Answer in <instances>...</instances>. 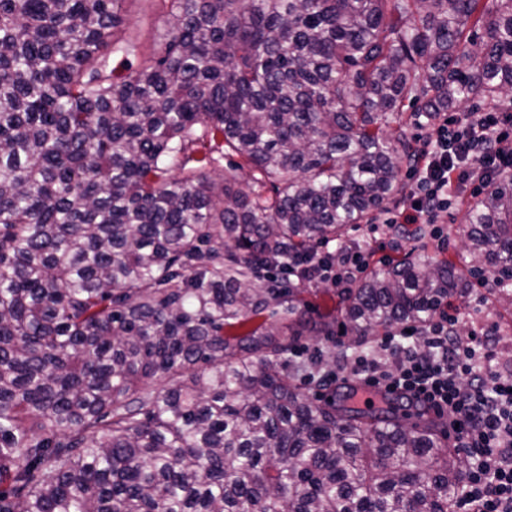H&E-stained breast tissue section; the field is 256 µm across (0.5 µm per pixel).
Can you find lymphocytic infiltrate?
Wrapping results in <instances>:
<instances>
[{
    "instance_id": "1",
    "label": "lymphocytic infiltrate",
    "mask_w": 512,
    "mask_h": 512,
    "mask_svg": "<svg viewBox=\"0 0 512 512\" xmlns=\"http://www.w3.org/2000/svg\"><path fill=\"white\" fill-rule=\"evenodd\" d=\"M506 170H512L511 112L438 113L416 136L407 162L408 205L385 222L401 235L408 225L429 224L433 237L445 242L435 221L454 193ZM366 265L361 254L326 250L311 254L296 272L307 282L344 288ZM456 323L455 316L441 313L420 333L419 345L395 349L394 371L361 356L355 373L366 384L447 417L449 434L470 460L458 512H512V379L493 369L482 338L455 336Z\"/></svg>"
}]
</instances>
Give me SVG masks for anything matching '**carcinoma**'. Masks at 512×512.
Listing matches in <instances>:
<instances>
[{"label":"carcinoma","instance_id":"obj_1","mask_svg":"<svg viewBox=\"0 0 512 512\" xmlns=\"http://www.w3.org/2000/svg\"><path fill=\"white\" fill-rule=\"evenodd\" d=\"M124 2L0 0V512H455L462 449L310 394L289 354L336 320L255 278L405 194V102L501 106L512 0H171L120 77ZM205 140L275 196L171 176ZM458 234L338 289L346 328L422 330L474 279L512 306V172Z\"/></svg>","mask_w":512,"mask_h":512}]
</instances>
